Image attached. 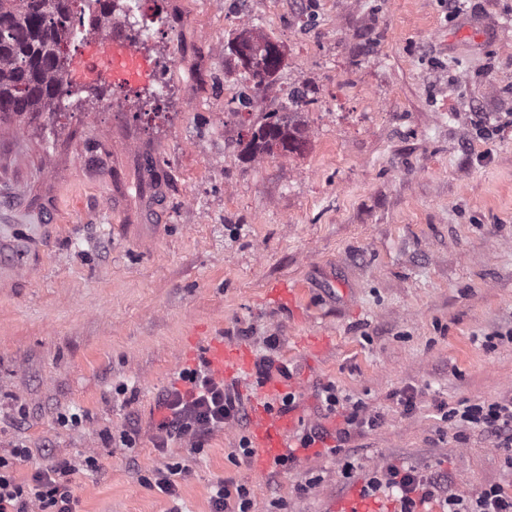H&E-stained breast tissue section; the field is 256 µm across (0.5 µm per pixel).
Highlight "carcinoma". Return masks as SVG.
<instances>
[{"label": "carcinoma", "instance_id": "cac0c4a2", "mask_svg": "<svg viewBox=\"0 0 512 512\" xmlns=\"http://www.w3.org/2000/svg\"><path fill=\"white\" fill-rule=\"evenodd\" d=\"M76 12L69 7L52 12L47 0H0V114L22 115L50 112L59 99L68 94L64 84L65 60L59 47L69 38L70 24ZM264 59L274 58L271 72L281 64L277 45L267 38L257 44ZM285 115L266 112L252 129L248 146L251 157L282 154L299 148L302 133L294 129L288 139L280 138Z\"/></svg>", "mask_w": 512, "mask_h": 512}]
</instances>
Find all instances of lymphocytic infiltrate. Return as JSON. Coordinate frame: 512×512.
Segmentation results:
<instances>
[{
    "label": "lymphocytic infiltrate",
    "mask_w": 512,
    "mask_h": 512,
    "mask_svg": "<svg viewBox=\"0 0 512 512\" xmlns=\"http://www.w3.org/2000/svg\"><path fill=\"white\" fill-rule=\"evenodd\" d=\"M180 386L171 388L159 402L160 417L154 425L157 447L165 449L169 439L187 437L195 443L223 426L238 424L246 417L239 395L209 372L187 369L180 373ZM324 416L334 419L333 427L310 426L296 439L294 451L278 457V465L294 462L298 451L328 448L340 453L352 434L378 425L379 418L366 414L360 406H346L335 385L328 384L319 393ZM444 418L487 433L494 447L512 448V397L492 403L440 404ZM31 451L22 444L0 451V512H79V498L73 476L78 470L97 468L94 455H84L75 462L62 457L48 466L32 469L20 477L17 466L28 460ZM397 491L398 512H422L439 502L443 512H512V494L497 484H489L471 499L453 493L447 475H423L416 470L390 466L373 472L363 487L364 496L383 491Z\"/></svg>",
    "instance_id": "1"
}]
</instances>
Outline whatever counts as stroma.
<instances>
[{
  "label": "stroma",
  "mask_w": 512,
  "mask_h": 512,
  "mask_svg": "<svg viewBox=\"0 0 512 512\" xmlns=\"http://www.w3.org/2000/svg\"><path fill=\"white\" fill-rule=\"evenodd\" d=\"M295 8L253 4L284 64L249 118L307 86L301 152L250 159L222 0H147L143 79L87 87L93 47L72 41L71 97L0 118V416L25 412L20 474L96 456L82 512H168L144 478L169 464L182 512L225 479L253 512H331L390 465L512 492V453L438 409L512 397V0L454 19L446 0H319L308 28ZM283 278L293 301L268 296ZM211 336L288 365L292 420H317L325 384L378 415L350 477L324 453L255 474L231 456L249 419L156 449L158 402Z\"/></svg>",
  "instance_id": "stroma-1"
}]
</instances>
